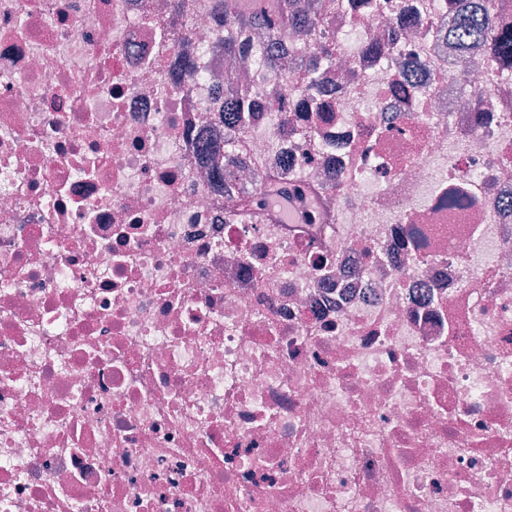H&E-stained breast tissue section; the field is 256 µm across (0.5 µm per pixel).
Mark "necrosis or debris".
Masks as SVG:
<instances>
[{
    "label": "necrosis or debris",
    "instance_id": "1",
    "mask_svg": "<svg viewBox=\"0 0 512 512\" xmlns=\"http://www.w3.org/2000/svg\"><path fill=\"white\" fill-rule=\"evenodd\" d=\"M217 4L0 0V512H512V71ZM270 13H266L261 9L253 10L247 13H232L227 9V15L224 12V51L225 53H236L238 47L236 40L232 35V30L237 28H246L254 25L267 24L271 25ZM227 32V34L225 33Z\"/></svg>",
    "mask_w": 512,
    "mask_h": 512
}]
</instances>
